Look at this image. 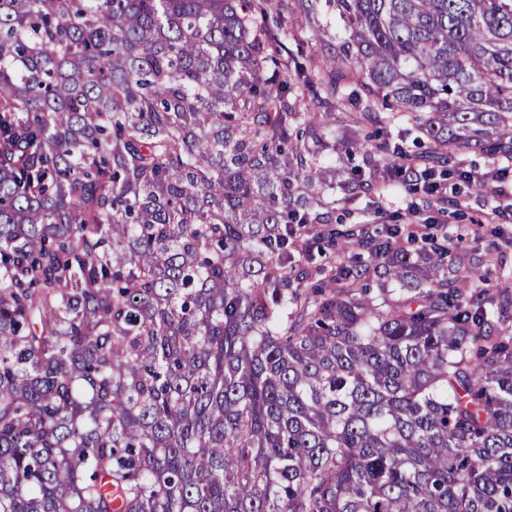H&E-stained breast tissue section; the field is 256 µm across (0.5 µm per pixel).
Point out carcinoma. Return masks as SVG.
Listing matches in <instances>:
<instances>
[{
    "label": "carcinoma",
    "instance_id": "cac0c4a2",
    "mask_svg": "<svg viewBox=\"0 0 512 512\" xmlns=\"http://www.w3.org/2000/svg\"><path fill=\"white\" fill-rule=\"evenodd\" d=\"M338 153L512 173V0H0V512H512V278ZM406 197L407 194L403 187L388 189L380 197L363 196L355 205L349 207L351 211L346 214L344 220L347 224H366L368 234H372L373 230H381L386 224L411 222L405 216L407 213ZM377 208H381L379 213L375 212ZM378 219L380 220L378 221Z\"/></svg>",
    "mask_w": 512,
    "mask_h": 512
}]
</instances>
